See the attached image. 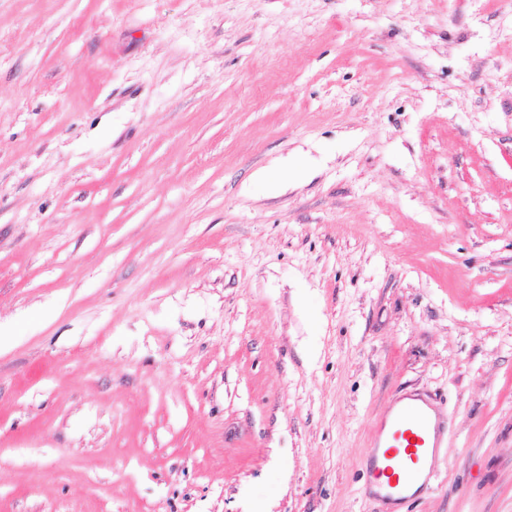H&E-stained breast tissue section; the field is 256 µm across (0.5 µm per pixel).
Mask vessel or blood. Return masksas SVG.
Here are the masks:
<instances>
[{
  "label": "vessel or blood",
  "instance_id": "b4317fda",
  "mask_svg": "<svg viewBox=\"0 0 512 512\" xmlns=\"http://www.w3.org/2000/svg\"><path fill=\"white\" fill-rule=\"evenodd\" d=\"M443 439V419L434 404L395 401L380 425L367 465L371 488L398 503L410 501L412 491L428 490Z\"/></svg>",
  "mask_w": 512,
  "mask_h": 512
}]
</instances>
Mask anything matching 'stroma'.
<instances>
[{"instance_id":"obj_1","label":"stroma","mask_w":512,"mask_h":512,"mask_svg":"<svg viewBox=\"0 0 512 512\" xmlns=\"http://www.w3.org/2000/svg\"><path fill=\"white\" fill-rule=\"evenodd\" d=\"M0 512H512V0H0ZM409 399L421 403L400 399L392 404L389 418L380 425L367 465L370 487L399 504L431 487L444 439L439 409L422 397Z\"/></svg>"}]
</instances>
